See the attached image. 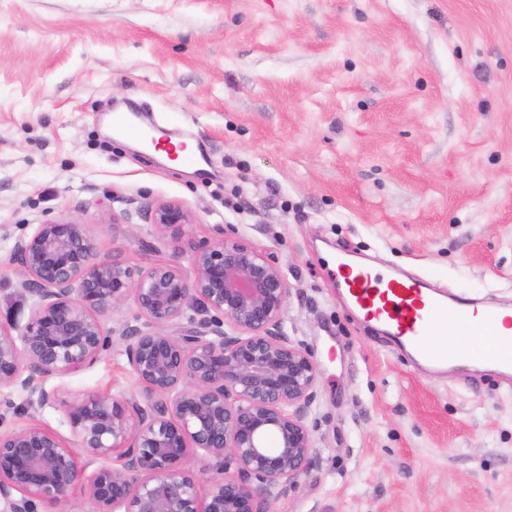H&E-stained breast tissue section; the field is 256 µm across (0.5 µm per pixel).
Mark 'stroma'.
<instances>
[{
    "mask_svg": "<svg viewBox=\"0 0 512 512\" xmlns=\"http://www.w3.org/2000/svg\"><path fill=\"white\" fill-rule=\"evenodd\" d=\"M131 104L203 169L111 132ZM163 200L287 276L315 450L269 512H512V389L414 366L332 272L343 250L512 306V0H0V323L29 317L18 239L67 217L98 258L168 261ZM46 387L0 389V425L66 436L70 403L137 389L118 342Z\"/></svg>",
    "mask_w": 512,
    "mask_h": 512,
    "instance_id": "1",
    "label": "stroma"
}]
</instances>
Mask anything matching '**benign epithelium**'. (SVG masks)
Segmentation results:
<instances>
[{
  "label": "benign epithelium",
  "mask_w": 512,
  "mask_h": 512,
  "mask_svg": "<svg viewBox=\"0 0 512 512\" xmlns=\"http://www.w3.org/2000/svg\"><path fill=\"white\" fill-rule=\"evenodd\" d=\"M150 219L182 256L194 213L160 201ZM10 261L31 308L22 328L0 325V387L43 407L48 380L116 338L138 391L67 405L68 440L37 423L0 430V512H41L76 487L77 512H269L308 471L317 366L285 330L288 281L262 251L223 238L191 246L188 272L133 268L96 259L85 226L61 218L17 240ZM128 299L141 324L106 328Z\"/></svg>",
  "instance_id": "benign-epithelium-1"
}]
</instances>
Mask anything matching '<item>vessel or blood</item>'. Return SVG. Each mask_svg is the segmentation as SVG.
<instances>
[{
    "label": "vessel or blood",
    "mask_w": 512,
    "mask_h": 512,
    "mask_svg": "<svg viewBox=\"0 0 512 512\" xmlns=\"http://www.w3.org/2000/svg\"><path fill=\"white\" fill-rule=\"evenodd\" d=\"M113 127L126 135L150 137L155 149L172 154L186 166L199 158L184 140L171 139L166 129L145 132L134 113L116 112ZM336 278L344 284V298L366 322L387 330L396 345L434 367L468 363L495 367L512 383V336L502 335L499 307L483 299L451 294L395 270L387 274L346 257L336 260ZM447 332L448 341L435 345L430 336Z\"/></svg>",
    "instance_id": "obj_1"
}]
</instances>
